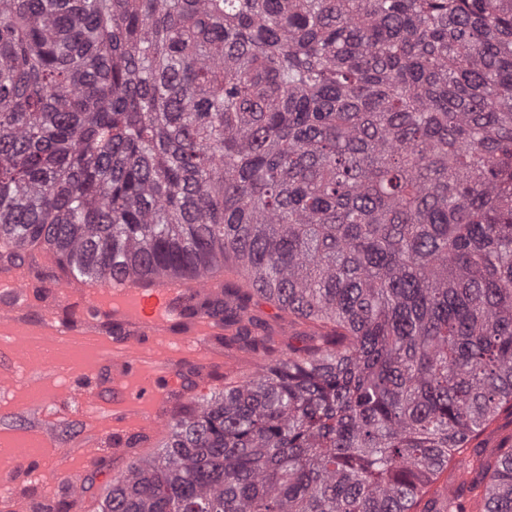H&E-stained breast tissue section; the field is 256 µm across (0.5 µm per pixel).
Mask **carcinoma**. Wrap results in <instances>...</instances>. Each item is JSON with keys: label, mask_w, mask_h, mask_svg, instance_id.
<instances>
[{"label": "carcinoma", "mask_w": 512, "mask_h": 512, "mask_svg": "<svg viewBox=\"0 0 512 512\" xmlns=\"http://www.w3.org/2000/svg\"><path fill=\"white\" fill-rule=\"evenodd\" d=\"M231 266L331 328L174 419L100 512H410L512 412V0H0V261ZM512 512V446L484 460Z\"/></svg>", "instance_id": "cac0c4a2"}]
</instances>
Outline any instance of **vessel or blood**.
I'll list each match as a JSON object with an SVG mask.
<instances>
[{
  "label": "vessel or blood",
  "instance_id": "1",
  "mask_svg": "<svg viewBox=\"0 0 512 512\" xmlns=\"http://www.w3.org/2000/svg\"><path fill=\"white\" fill-rule=\"evenodd\" d=\"M223 279L220 272L176 278L118 274L103 284L80 275L51 280L52 299L35 301L27 264L1 266L0 338L14 349L28 338L87 350L97 382L87 386L73 365L51 363L35 367L28 379L13 368L1 371L0 391L37 384L42 395L35 398V407L52 409L57 416L75 412L87 418L107 410L108 427L91 424L85 429L89 462L105 443L121 447L130 436L160 435L183 395V362L194 359L197 371H204L217 357L214 341L224 333L217 318L201 311L188 316L184 310L203 296L221 294ZM63 371L71 378L61 394L48 382ZM38 445L42 454L21 458L0 474V487L10 492L0 501V512H26L25 499L12 492L16 482L31 485L66 469V459L52 450L50 429L41 431Z\"/></svg>",
  "mask_w": 512,
  "mask_h": 512
}]
</instances>
